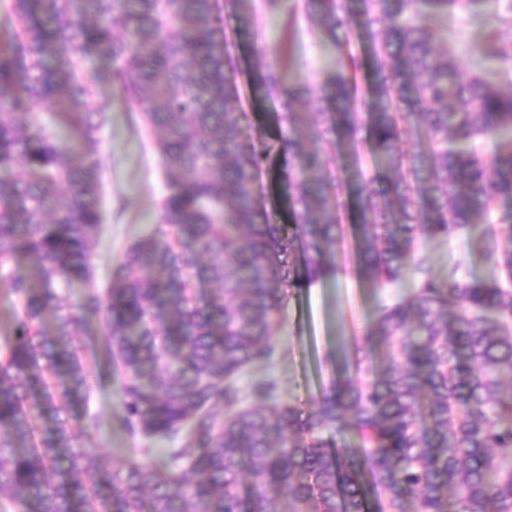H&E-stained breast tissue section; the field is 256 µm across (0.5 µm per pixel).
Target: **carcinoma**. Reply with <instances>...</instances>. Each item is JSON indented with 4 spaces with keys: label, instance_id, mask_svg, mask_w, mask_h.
Masks as SVG:
<instances>
[{
    "label": "carcinoma",
    "instance_id": "carcinoma-1",
    "mask_svg": "<svg viewBox=\"0 0 512 512\" xmlns=\"http://www.w3.org/2000/svg\"><path fill=\"white\" fill-rule=\"evenodd\" d=\"M489 0H301L340 51L317 85L287 84L286 45L256 35L255 81L279 105L275 140L243 114L218 0H10L0 40V284L18 303L0 345V506L12 512H512V0L470 50L469 72L437 18L473 19ZM369 43V80L354 42ZM151 131L164 171L159 217L91 287L102 221L105 107L82 55ZM373 105L359 112L364 98ZM415 118L425 156L406 141ZM316 145L310 151L303 142ZM483 141L499 142L487 155ZM291 159L290 223L259 202L260 172ZM349 156L338 168L336 155ZM392 173L380 192L368 172ZM352 225L351 252L374 288L410 285L380 310L384 345L367 381L345 373L308 407L275 381L236 385L273 362L289 289L325 275ZM484 225L505 275L439 279L424 245ZM36 260L35 281L11 263ZM207 283L205 294L194 288ZM87 285L82 300L70 288ZM101 321L103 356L75 341ZM133 435L182 443L157 464L109 467L92 445L90 369Z\"/></svg>",
    "mask_w": 512,
    "mask_h": 512
}]
</instances>
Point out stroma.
Segmentation results:
<instances>
[{"mask_svg":"<svg viewBox=\"0 0 512 512\" xmlns=\"http://www.w3.org/2000/svg\"><path fill=\"white\" fill-rule=\"evenodd\" d=\"M222 5L224 35L236 64L235 78L240 87L234 109L246 113L255 137H273L277 133L274 114L278 106L253 80L254 32L238 26L234 0H222ZM292 24L298 28L297 53L285 78L290 82L318 83L327 71L334 69L338 51L330 39L313 29L298 0H281L278 8L264 13L261 20L263 35L271 44L286 38ZM82 65L96 76L97 98L106 106L100 134L103 223L93 248L94 284L105 289L111 281L115 260L158 220L163 192L162 166L141 113L125 101L119 87L110 79L111 62L88 53ZM287 177L286 160L280 157L260 178L266 210L272 221L279 224L287 218ZM480 232V227L473 226L451 238L433 242L435 274H446L449 264L458 260L468 276L485 282L501 279L499 269L487 260L478 245ZM289 295L276 336L275 362L269 367L252 366L238 381L241 391H248L253 380L270 375L277 381L280 401L308 404L330 388L343 354H354L356 348L363 347L368 351L366 367L379 366L383 348L373 338L372 331L380 309L392 304L395 291L390 287L374 289L360 280L351 252L337 256L335 270L314 282L291 288ZM93 440L114 464L150 446L149 440L117 427H102L94 433Z\"/></svg>","mask_w":512,"mask_h":512,"instance_id":"stroma-1","label":"stroma"}]
</instances>
